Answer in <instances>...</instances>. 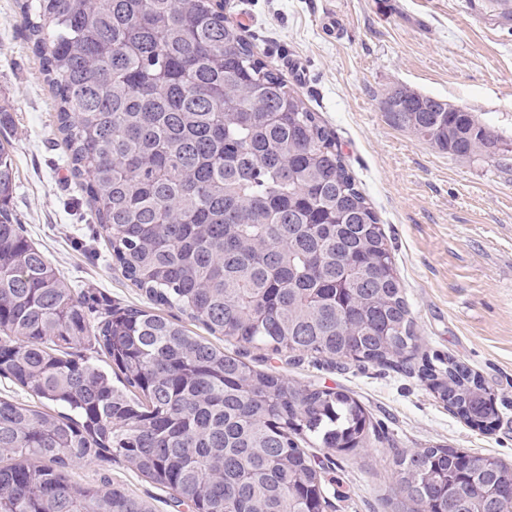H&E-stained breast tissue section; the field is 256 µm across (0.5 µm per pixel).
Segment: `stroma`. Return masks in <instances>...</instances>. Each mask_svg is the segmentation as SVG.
Returning <instances> with one entry per match:
<instances>
[{
    "label": "stroma",
    "instance_id": "obj_1",
    "mask_svg": "<svg viewBox=\"0 0 512 512\" xmlns=\"http://www.w3.org/2000/svg\"><path fill=\"white\" fill-rule=\"evenodd\" d=\"M261 60L286 74L335 132L383 225L418 336L414 358L344 366L268 358L288 380L355 398L375 427L365 447L314 449L329 512H391L396 451L464 448L512 463V152L454 158L392 125L381 109L396 84L474 112L512 145V19L487 0H227ZM242 22V21H241ZM0 143L15 161L10 210L71 288L101 303L147 307L115 266L105 232L73 184L55 135V106L16 0H0ZM470 366L495 394L499 420L468 425L417 371L425 357ZM108 478L153 512H188L129 463L72 467V481Z\"/></svg>",
    "mask_w": 512,
    "mask_h": 512
}]
</instances>
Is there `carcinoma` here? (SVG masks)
Listing matches in <instances>:
<instances>
[{
	"label": "carcinoma",
	"mask_w": 512,
	"mask_h": 512,
	"mask_svg": "<svg viewBox=\"0 0 512 512\" xmlns=\"http://www.w3.org/2000/svg\"><path fill=\"white\" fill-rule=\"evenodd\" d=\"M19 8L71 176L152 307L101 310L64 283L9 210L15 162L0 144V377L38 401L0 399V512H152L70 480L112 457L195 512H325L308 448L364 447L368 414L245 357L384 365L418 348L385 232L335 137L214 0ZM386 117L456 157L509 152L474 113L405 85ZM422 373L469 424L499 418L464 363L435 356ZM394 466L393 512H512V466L490 454L422 448Z\"/></svg>",
	"instance_id": "carcinoma-1"
}]
</instances>
